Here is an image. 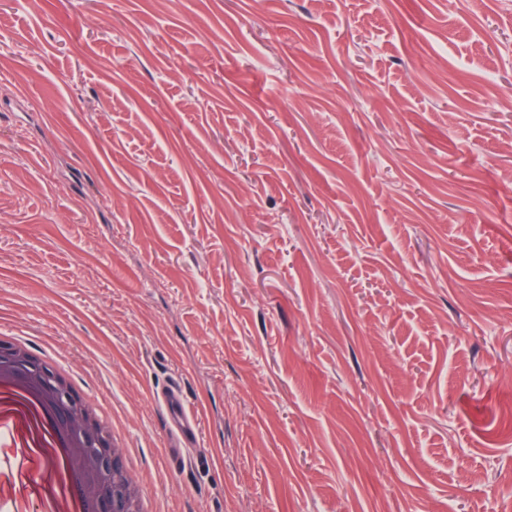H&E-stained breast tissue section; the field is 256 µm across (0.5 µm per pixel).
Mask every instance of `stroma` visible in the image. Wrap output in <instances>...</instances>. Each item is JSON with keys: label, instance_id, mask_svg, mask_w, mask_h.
<instances>
[{"label": "stroma", "instance_id": "35a3bbf8", "mask_svg": "<svg viewBox=\"0 0 512 512\" xmlns=\"http://www.w3.org/2000/svg\"><path fill=\"white\" fill-rule=\"evenodd\" d=\"M14 336L158 512H512V0H0ZM162 403L166 408L171 427L187 443H193L196 440L198 423L189 410L181 390L176 386L164 390Z\"/></svg>", "mask_w": 512, "mask_h": 512}]
</instances>
